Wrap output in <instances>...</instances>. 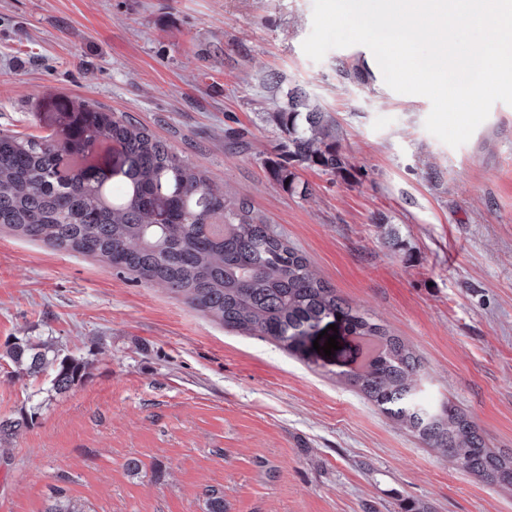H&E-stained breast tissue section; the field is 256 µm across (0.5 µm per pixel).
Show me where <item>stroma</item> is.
Wrapping results in <instances>:
<instances>
[{
    "label": "stroma",
    "mask_w": 512,
    "mask_h": 512,
    "mask_svg": "<svg viewBox=\"0 0 512 512\" xmlns=\"http://www.w3.org/2000/svg\"><path fill=\"white\" fill-rule=\"evenodd\" d=\"M312 4L0 0V131L62 139L79 99L133 118L403 338L428 372L424 399L448 398L511 452L512 105L495 103L462 146L442 143L424 127L430 101L391 90L367 47L305 55ZM273 72L338 120L349 177L299 169L306 196L273 178ZM29 336L90 368L56 394L51 373L18 377L0 359V420L37 411L0 448V512H46L59 492L84 512H208L212 490L224 512H512V487L458 468L345 384L367 358L346 331L332 355L294 354L0 227V346Z\"/></svg>",
    "instance_id": "stroma-1"
}]
</instances>
